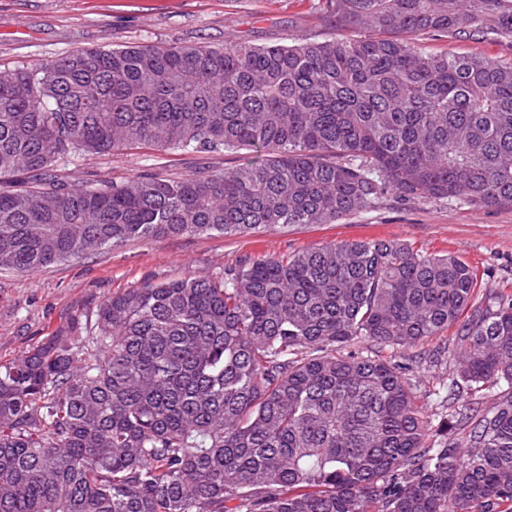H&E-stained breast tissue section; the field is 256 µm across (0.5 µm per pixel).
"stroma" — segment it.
Instances as JSON below:
<instances>
[{"mask_svg": "<svg viewBox=\"0 0 512 512\" xmlns=\"http://www.w3.org/2000/svg\"><path fill=\"white\" fill-rule=\"evenodd\" d=\"M319 41L335 36L316 0H0V69L62 58L72 51L143 44H254L288 35ZM429 53L512 57V46L424 38ZM243 155L157 151L148 144L95 158L64 156L58 174L82 184L163 172L220 171ZM392 238L473 268L481 290L512 291V209L462 202L404 201L336 224L289 225L243 236L221 234L135 239L34 273L0 272V362L20 356L74 316L94 317L112 295L145 280L222 273L246 257L288 255L329 242Z\"/></svg>", "mask_w": 512, "mask_h": 512, "instance_id": "obj_1", "label": "stroma"}]
</instances>
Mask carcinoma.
Segmentation results:
<instances>
[{"mask_svg":"<svg viewBox=\"0 0 512 512\" xmlns=\"http://www.w3.org/2000/svg\"><path fill=\"white\" fill-rule=\"evenodd\" d=\"M337 30L254 45L81 49L0 76V270L132 238L334 224L395 195L512 208V0H318ZM148 143L240 153L181 177L72 183L63 156ZM394 239L145 281L0 363V512H502L512 503V292ZM453 331L458 382L505 383L449 424L418 361ZM422 47L429 53H444L456 55H481L486 57H512V47L507 43L494 39L479 42L455 41L450 39H435L426 37L421 41ZM451 334L452 332L449 331L442 336H437L433 338V340L426 342L423 346L414 347L402 352L404 356L411 357L418 354L421 349H428L438 345L443 346L444 344L446 346L448 345V362L438 367H429L427 364H424L411 376L412 383L415 385V391L417 395H420L421 401L425 404L426 411L428 414H439V417H436L437 419H440L442 408L437 405L438 401L436 402L435 396L432 394L437 393L438 389L442 392L443 382L446 383V381H448L449 383L448 379L452 378V374L455 370V357Z\"/></svg>","mask_w":512,"mask_h":512,"instance_id":"obj_1","label":"carcinoma"}]
</instances>
